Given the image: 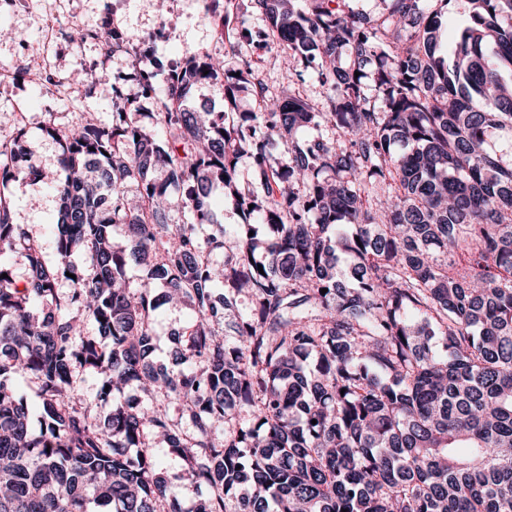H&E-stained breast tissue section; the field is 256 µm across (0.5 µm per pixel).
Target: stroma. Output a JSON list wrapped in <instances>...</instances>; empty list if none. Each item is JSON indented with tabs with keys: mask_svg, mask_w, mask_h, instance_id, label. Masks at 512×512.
I'll use <instances>...</instances> for the list:
<instances>
[{
	"mask_svg": "<svg viewBox=\"0 0 512 512\" xmlns=\"http://www.w3.org/2000/svg\"><path fill=\"white\" fill-rule=\"evenodd\" d=\"M232 8L238 23L221 33L206 16L205 0H168L162 13L155 11L153 0H21L17 6L0 0V27L15 35L0 41V143H21L43 175L39 181L11 182L6 194L14 222L39 242L48 263L57 259L51 226L59 201L48 182L60 175V147L46 126L66 130L84 111L96 121L111 122L116 93L135 91L123 55L105 57L91 37L103 18L143 41L168 66L204 53L222 59L228 71L252 60L259 63L269 94L296 95L322 108L326 89L317 67L299 62L283 67L281 57L271 56L267 41L259 37L264 23L248 0H233ZM55 18L60 24L49 41L45 30ZM229 42L235 43V52L226 51ZM80 69L97 72L100 81L75 80ZM187 321L183 307L159 309L157 361L171 364L172 335Z\"/></svg>",
	"mask_w": 512,
	"mask_h": 512,
	"instance_id": "obj_1",
	"label": "stroma"
}]
</instances>
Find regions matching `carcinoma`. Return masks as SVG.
I'll list each match as a JSON object with an SVG mask.
<instances>
[{"mask_svg": "<svg viewBox=\"0 0 512 512\" xmlns=\"http://www.w3.org/2000/svg\"><path fill=\"white\" fill-rule=\"evenodd\" d=\"M250 2L288 59H321L328 111L269 99L257 63L227 77L205 53L148 113L165 144L124 112L61 137L54 265L0 191V512H512V156L489 142L512 129V0H470L461 28L449 0H382L380 20ZM92 37L137 47L108 21ZM218 79L263 109L187 107ZM245 152L260 198L236 177ZM19 177L41 174L1 145L0 185ZM217 188L256 223H215ZM170 192L190 221L168 223ZM157 284L189 310L175 373L151 362ZM86 374L98 389L76 400ZM131 385L142 404L122 399ZM167 454L205 490L191 510L157 476Z\"/></svg>", "mask_w": 512, "mask_h": 512, "instance_id": "carcinoma-1", "label": "carcinoma"}]
</instances>
